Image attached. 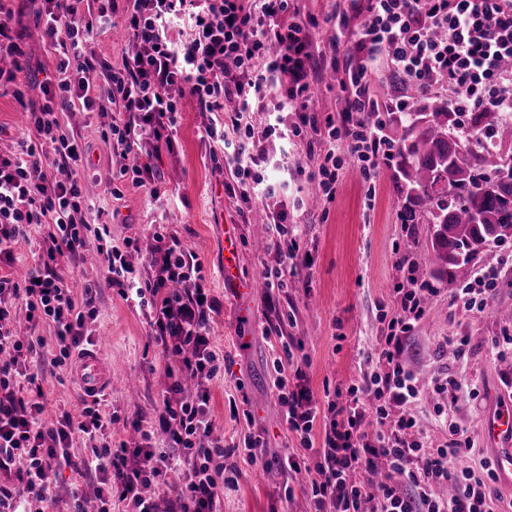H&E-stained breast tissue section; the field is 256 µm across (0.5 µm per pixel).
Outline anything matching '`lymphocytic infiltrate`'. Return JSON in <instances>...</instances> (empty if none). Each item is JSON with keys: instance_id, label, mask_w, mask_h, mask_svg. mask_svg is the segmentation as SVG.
<instances>
[{"instance_id": "f902f5d3", "label": "lymphocytic infiltrate", "mask_w": 512, "mask_h": 512, "mask_svg": "<svg viewBox=\"0 0 512 512\" xmlns=\"http://www.w3.org/2000/svg\"><path fill=\"white\" fill-rule=\"evenodd\" d=\"M40 2L37 19L58 57L56 74L42 87V104L30 111L33 142L23 144L20 156H0V263H14V250L32 226L44 230L42 252L26 276L0 274V512H22L28 498L54 506L52 467L69 459L77 437L93 452L74 468L98 474V512H112L116 500L126 512H155L141 494L147 486L175 491V512H220L224 443L213 436L210 393L224 366L210 340L220 305L197 254L178 237L155 232L146 276L109 245V225L92 221L79 178L85 153L66 114L97 113L103 140L125 158L108 188L112 197H121L123 181L159 196L151 160L174 148L170 129L181 107L171 93L176 87L210 115L204 132L231 175L228 195L248 204L283 191L264 176L271 163L265 143L292 135L319 153L321 162L307 178L329 202L345 162L370 181L389 159L383 106L371 88L380 67L429 90L445 88L460 115L512 118V0H367L354 45L358 62L341 82L348 95L335 116L314 104L311 74L321 60L291 0H102L95 10L86 0ZM117 15L134 50L105 68L90 44ZM101 67L105 86L98 90L88 76ZM269 97L276 103L265 125L256 126L252 114ZM271 223L279 261L266 270L265 285L288 288L307 258L287 212L274 213ZM92 248L117 295L146 308L151 336L162 348L170 383L142 437L145 443L164 435L166 452L144 443H105L112 418L96 400L78 414L63 412L52 425L42 421L44 393L31 368L48 350L52 365L64 366L87 343L86 323L96 317L94 286H75L66 269ZM496 278V268L478 269L471 282L452 290L454 304L484 311ZM424 313L418 289H396L387 334L362 353L367 370L360 382L321 398L308 386L307 362L295 357L291 343L274 348L283 422L302 449L285 456L284 465L307 473L310 512H499L493 462L451 464L472 447L451 409L477 395L474 382H435V391L448 398L434 407L449 432L445 444L428 441L420 427L421 387L402 353ZM19 319L29 329L24 340L9 328ZM45 327L53 340L42 336ZM184 376L196 379L195 395L181 396ZM318 424L324 431L319 444L313 441ZM380 459L387 468L375 481L370 474Z\"/></svg>"}]
</instances>
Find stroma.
Instances as JSON below:
<instances>
[{"mask_svg":"<svg viewBox=\"0 0 512 512\" xmlns=\"http://www.w3.org/2000/svg\"><path fill=\"white\" fill-rule=\"evenodd\" d=\"M303 20L312 21L309 35L313 49L322 57H337L338 70L314 73L315 101L319 110L336 113L345 105L339 86V72L346 69L352 54L334 51L335 29L325 19L335 13L345 15L347 42H354L365 15L353 11L349 0H297ZM12 28L24 50L15 82L0 88V153L16 152L26 135L22 105L33 102L30 88H41L52 78L57 58L46 44L43 27L32 9L15 16ZM24 90V101H17L15 90ZM174 138V152H162L152 165L164 191L151 198L142 189L123 185L121 200H112L106 185L122 159L100 136V119L84 112L70 121L87 149V163L80 172L84 187L96 209L112 231V242L124 238L137 245L126 254L127 261L142 273H149L148 259L155 244L156 225H164L203 264L202 273L212 296L221 303L214 314L211 336L214 348L224 356V376L212 386L214 433L230 447L224 464L233 471L234 481L224 491L222 512H308V489L292 472L280 468L278 458L286 450L298 449V442L281 425V407L273 386L275 375L271 348L293 339L301 341L307 360L308 384L315 395L325 387L348 386L365 369L361 352L387 332L384 319L393 307L394 290L408 283L406 274L396 270L395 247L406 235L419 243L414 253L425 260L422 246L428 227L400 221L402 201L395 193L392 170L382 167L374 197L358 171L346 168L336 185L331 202L310 206L314 186L302 175L311 163L307 147L296 142L282 150V142L270 137L266 147L272 156L287 152L288 190L278 197L242 204L224 191L229 174L211 158V142L203 136L207 113L198 109L195 99L181 101ZM287 210L288 221L298 230L302 251L309 254L312 269L300 273L295 287L273 293L257 289L248 308L224 290V227H238L237 264L243 277H262L274 266L276 253L271 246L268 222L272 212ZM512 254V239L494 247L490 255L475 265L462 268L457 284L472 280L476 267L497 265L501 272L488 309L480 313L453 310L451 285L430 280L421 293L426 309L408 341L402 358L424 379L452 375L478 382V395L459 401L457 421L466 426L474 442L471 452L456 459L457 467L478 464L492 458L489 444L481 435L482 420L495 409V398L512 401V320L496 318L495 309H512V266L501 259ZM75 282L87 280L100 290L97 317L89 323L93 347L112 370V388L103 402L115 419L106 434L112 442L135 444L140 439L131 424L134 419L150 423L154 408L167 385L160 346L151 341L144 310L122 301L109 285L105 272L94 263L77 266ZM451 336L467 341L464 360H456ZM501 349H494V342ZM41 384L49 413L76 412L81 389L70 368L40 364ZM248 397L253 417L234 414L233 403ZM261 436L258 453L262 463L251 462L236 450L245 434Z\"/></svg>","mask_w":512,"mask_h":512,"instance_id":"35a3bbf8","label":"stroma"}]
</instances>
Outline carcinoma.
<instances>
[{
    "label": "carcinoma",
    "mask_w": 512,
    "mask_h": 512,
    "mask_svg": "<svg viewBox=\"0 0 512 512\" xmlns=\"http://www.w3.org/2000/svg\"><path fill=\"white\" fill-rule=\"evenodd\" d=\"M411 111L393 119V179L405 197L404 224H428L429 268L413 269L412 282L433 276L453 281L459 269L494 245L512 239V163L499 148L512 145V120L472 112V138L454 134L457 114L430 104V94L409 84ZM491 136L488 148L478 135Z\"/></svg>",
    "instance_id": "obj_1"
}]
</instances>
